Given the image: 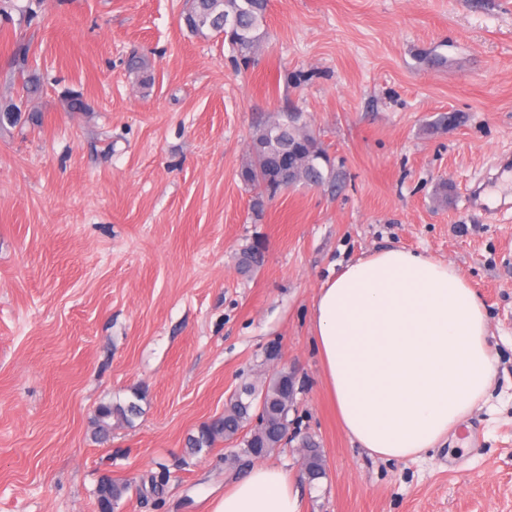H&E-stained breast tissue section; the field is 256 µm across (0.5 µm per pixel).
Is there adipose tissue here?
<instances>
[{
  "mask_svg": "<svg viewBox=\"0 0 512 512\" xmlns=\"http://www.w3.org/2000/svg\"><path fill=\"white\" fill-rule=\"evenodd\" d=\"M313 323L343 430L382 459L435 447L489 395L488 316L453 263L374 251L321 285ZM211 512H302L299 481L254 466Z\"/></svg>",
  "mask_w": 512,
  "mask_h": 512,
  "instance_id": "obj_1",
  "label": "adipose tissue"
}]
</instances>
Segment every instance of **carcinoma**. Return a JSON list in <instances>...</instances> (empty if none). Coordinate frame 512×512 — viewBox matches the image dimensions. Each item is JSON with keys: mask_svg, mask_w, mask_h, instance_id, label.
Listing matches in <instances>:
<instances>
[{"mask_svg": "<svg viewBox=\"0 0 512 512\" xmlns=\"http://www.w3.org/2000/svg\"><path fill=\"white\" fill-rule=\"evenodd\" d=\"M267 10L268 0H192L190 13L185 18L186 28L192 34H202L208 30L224 35V40L236 55L247 62L264 37ZM226 17L234 18L229 28L223 27ZM129 68L137 74L142 87L153 85V67L147 58L132 57ZM20 69L26 92L36 93L41 82L39 74L27 69L24 59L20 60ZM291 142L302 144L314 184L322 186L336 178L330 158L318 138L308 130L306 124L298 120L295 125H288V113L282 112L277 120H265L255 127L251 144L258 146V150L249 151L240 170L244 174L241 178L244 186L256 191L252 203L255 211L263 210L261 200L269 195L265 178L267 167L288 150ZM287 380L288 372L284 370L281 377H272L261 386H243L229 399L223 415L203 423L196 433L189 435L188 451L199 454L215 447L220 440L234 438L257 415V425L242 437L241 453L246 456L270 454L283 439V432L289 424L288 416L284 414L288 401ZM140 413V405L134 401L100 404L95 415L100 438L107 440L112 432V421L129 424ZM305 446L313 449V467L307 476L308 482L312 483L325 475L322 454L314 450L316 443L311 440L306 441ZM128 490V484L117 483L109 476L103 477L95 491L99 512H106L109 506L120 502Z\"/></svg>", "mask_w": 512, "mask_h": 512, "instance_id": "1", "label": "carcinoma"}]
</instances>
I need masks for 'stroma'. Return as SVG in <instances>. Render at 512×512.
<instances>
[{
	"label": "stroma",
	"instance_id": "obj_1",
	"mask_svg": "<svg viewBox=\"0 0 512 512\" xmlns=\"http://www.w3.org/2000/svg\"><path fill=\"white\" fill-rule=\"evenodd\" d=\"M185 7L0 0V102L42 116L0 126V512H96L104 476L132 485L119 512H211L253 463L236 441L191 455L186 439L280 370L294 437L265 461L299 472L309 439L325 460L303 512H512V198L466 202L512 170V0H269L247 66L189 33ZM22 58L43 77L32 97ZM282 110L339 178L258 215L239 171ZM452 112L461 123L428 130ZM389 246L461 271L495 371L488 402L404 461L346 435L313 341L320 285ZM133 399L140 415L99 444L96 407Z\"/></svg>",
	"mask_w": 512,
	"mask_h": 512
}]
</instances>
